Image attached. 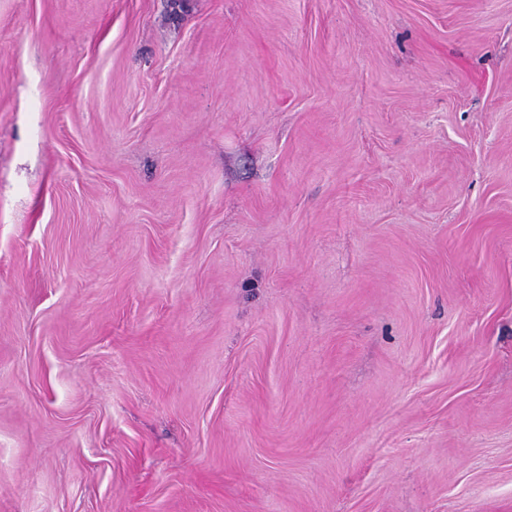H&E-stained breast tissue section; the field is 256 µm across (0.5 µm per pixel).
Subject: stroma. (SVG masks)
<instances>
[{
    "label": "stroma",
    "mask_w": 512,
    "mask_h": 512,
    "mask_svg": "<svg viewBox=\"0 0 512 512\" xmlns=\"http://www.w3.org/2000/svg\"><path fill=\"white\" fill-rule=\"evenodd\" d=\"M0 512H512V0H0Z\"/></svg>",
    "instance_id": "35a3bbf8"
}]
</instances>
